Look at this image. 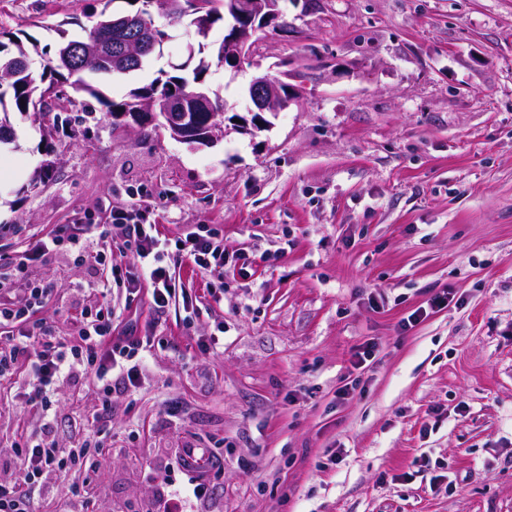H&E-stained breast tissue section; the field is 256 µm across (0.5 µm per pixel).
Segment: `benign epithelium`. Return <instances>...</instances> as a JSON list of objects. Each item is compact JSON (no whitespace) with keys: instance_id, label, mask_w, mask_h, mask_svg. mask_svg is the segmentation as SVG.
I'll return each mask as SVG.
<instances>
[{"instance_id":"7a95c632","label":"benign epithelium","mask_w":512,"mask_h":512,"mask_svg":"<svg viewBox=\"0 0 512 512\" xmlns=\"http://www.w3.org/2000/svg\"><path fill=\"white\" fill-rule=\"evenodd\" d=\"M224 8L233 16L234 21L229 32L224 36V58L222 63L230 69L241 66L249 56L253 46L252 38L260 30L270 28L274 31L280 28L281 10L279 0H226ZM114 25H123L132 29V37L128 38L122 53L115 59L114 65L123 67L129 62L136 61L156 47L154 29L145 25L135 16L120 17L112 21ZM250 102L252 107L248 112L254 115L252 120L241 118L240 128L244 131L249 127L259 128L267 123L263 118L265 113H276L297 99V89L284 81L261 74L253 77L250 82ZM213 103L195 94L186 96V100L174 105L167 100L151 101V108L161 111L162 126L169 129L171 134L181 142L195 141L212 142L223 134V113L214 112L210 121L199 128L194 123L191 112L205 107L211 108Z\"/></svg>"}]
</instances>
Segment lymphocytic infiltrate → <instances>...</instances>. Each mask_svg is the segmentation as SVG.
I'll use <instances>...</instances> for the list:
<instances>
[{"label": "lymphocytic infiltrate", "mask_w": 512, "mask_h": 512, "mask_svg": "<svg viewBox=\"0 0 512 512\" xmlns=\"http://www.w3.org/2000/svg\"><path fill=\"white\" fill-rule=\"evenodd\" d=\"M149 207L132 204L116 208L103 222H74L61 225L17 258L0 260V376L19 369L29 374L26 403L40 407L44 422L39 429L17 432L11 443L25 462L22 480L0 479V512H33L34 494L52 473H67L83 459V452L62 454L51 438L52 397L60 381L74 373L91 377L102 397L115 385L137 388L144 354L153 347L152 334L135 335L133 326L116 330L112 308V240L122 235L130 254L125 274H118L127 300L147 296L152 312L161 313L173 303L192 308L173 278L172 263L189 261L207 279L214 301H221L224 288V243L213 232H193L168 244L163 240ZM66 251L87 262L102 275L90 284L89 307L81 312L78 340L69 347L57 343L52 326L36 314L53 294L51 285L32 284L26 277L28 265L49 253Z\"/></svg>", "instance_id": "obj_1"}]
</instances>
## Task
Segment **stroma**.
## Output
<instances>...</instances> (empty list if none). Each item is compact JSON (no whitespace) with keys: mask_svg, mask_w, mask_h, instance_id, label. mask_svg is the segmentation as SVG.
<instances>
[{"mask_svg":"<svg viewBox=\"0 0 512 512\" xmlns=\"http://www.w3.org/2000/svg\"><path fill=\"white\" fill-rule=\"evenodd\" d=\"M288 32H262L242 68L212 64L227 106L214 144L131 130L69 92L49 142L17 115L0 148V256H18L83 213L155 204L170 239L206 224L224 239V299L189 263L173 266L196 301L155 316L112 287L123 321L156 324L131 392L112 393L110 453L92 512H152L153 471L183 447L224 462L188 512H512V0H281ZM94 0H0V25L41 43ZM156 25L163 53L103 77L123 99L181 62L194 27ZM288 77L299 98L245 133L252 77ZM56 291L37 316L74 340L92 267L62 253L30 265ZM447 292L448 305L431 307ZM419 322L399 323L415 310ZM224 331L223 348L198 338ZM377 344L358 367L353 353ZM356 388L340 396L347 382ZM23 372L0 378V477L20 478L10 443L35 410ZM172 400L178 417L164 414ZM60 448L93 447L91 378L54 395ZM83 465L49 475L35 512H66Z\"/></svg>","mask_w":512,"mask_h":512,"instance_id":"1","label":"stroma"}]
</instances>
